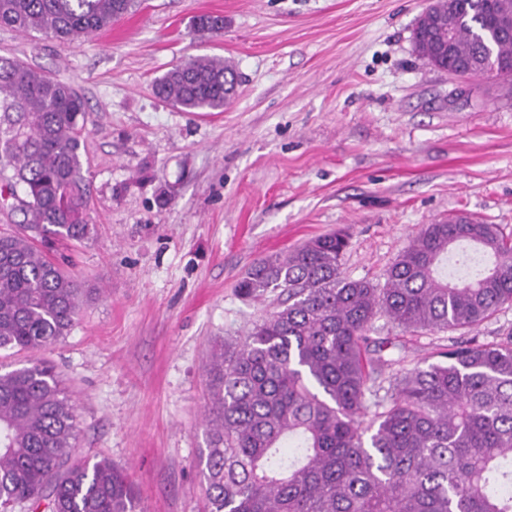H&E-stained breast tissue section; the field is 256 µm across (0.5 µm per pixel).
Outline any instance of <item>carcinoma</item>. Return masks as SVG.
I'll list each match as a JSON object with an SVG mask.
<instances>
[{
  "label": "carcinoma",
  "instance_id": "obj_1",
  "mask_svg": "<svg viewBox=\"0 0 512 512\" xmlns=\"http://www.w3.org/2000/svg\"><path fill=\"white\" fill-rule=\"evenodd\" d=\"M135 0H0V26L66 44L127 15ZM451 36L414 30L436 69L512 80L504 0L432 8ZM218 35L224 17L193 21ZM234 63L208 55L174 66L155 94L189 112L224 110ZM83 97L69 83L0 56V203L24 214L0 234V350H37L68 335L102 289L54 262L37 240H82ZM24 197H19L17 188ZM464 243L490 259L446 272ZM348 239L329 233L250 266L236 285L265 305L227 336L206 369L210 408L201 477L206 512H512V331L471 332L512 307V236L452 215L425 224L378 287L345 275ZM384 317L406 333H448L437 361L404 366V345L369 336ZM74 408L54 367L0 368V512H137L127 476L106 458L70 462Z\"/></svg>",
  "mask_w": 512,
  "mask_h": 512
}]
</instances>
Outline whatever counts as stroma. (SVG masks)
<instances>
[{
	"mask_svg": "<svg viewBox=\"0 0 512 512\" xmlns=\"http://www.w3.org/2000/svg\"><path fill=\"white\" fill-rule=\"evenodd\" d=\"M426 0H138L67 44L0 27V55L83 96L92 231L54 253L103 288L69 334L14 367L52 364L76 408L73 460L127 470L141 512H204L212 346L262 304L235 285L256 260L344 231L345 274L380 285L422 225L466 212L512 233V93L458 86L414 50ZM224 18L202 36L194 17ZM200 55L233 60L238 94L187 112L152 84ZM408 366L447 345L376 318Z\"/></svg>",
	"mask_w": 512,
	"mask_h": 512,
	"instance_id": "1",
	"label": "stroma"
}]
</instances>
